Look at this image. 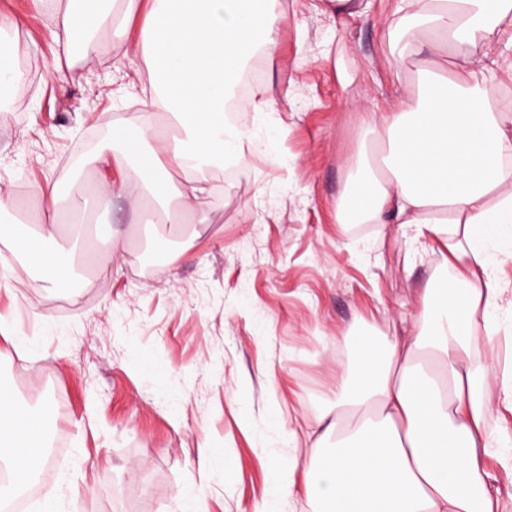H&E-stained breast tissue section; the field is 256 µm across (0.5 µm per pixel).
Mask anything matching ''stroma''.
Masks as SVG:
<instances>
[{
    "label": "stroma",
    "mask_w": 512,
    "mask_h": 512,
    "mask_svg": "<svg viewBox=\"0 0 512 512\" xmlns=\"http://www.w3.org/2000/svg\"><path fill=\"white\" fill-rule=\"evenodd\" d=\"M31 0H0L26 21L19 34L53 58L51 19L28 20ZM394 0L368 16L332 21L311 0H278L286 17L274 62L258 79L275 100L248 121L272 143L247 165L214 164L197 176L202 218L174 235L139 224L129 201L107 221L130 238L101 244L97 261L68 287L35 288L19 246L0 241V323L30 350L0 339V387L48 414L50 483L25 490V512L54 498L58 512H261L275 484L292 483L278 512H313L295 447L332 403L336 380L362 329L414 332L420 289L441 263L408 253L397 224H340L336 202L361 136L363 110L405 94L421 63L395 58ZM74 61L61 79L30 84L0 117V220L49 223L36 186L53 180L78 193L68 166L93 128L130 124L150 94L146 72L125 51L133 31ZM224 451L200 471L202 455Z\"/></svg>",
    "instance_id": "obj_1"
}]
</instances>
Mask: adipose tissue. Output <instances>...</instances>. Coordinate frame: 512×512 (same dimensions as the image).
Listing matches in <instances>:
<instances>
[{
    "label": "adipose tissue",
    "instance_id": "ef3b65f1",
    "mask_svg": "<svg viewBox=\"0 0 512 512\" xmlns=\"http://www.w3.org/2000/svg\"><path fill=\"white\" fill-rule=\"evenodd\" d=\"M140 12L128 61L148 70L149 111L115 127L111 150L90 159L99 173L93 193L100 210L129 197L178 231L197 216L204 189L189 178L173 183L171 169L245 164L270 151L244 124L227 122L225 110L254 50L275 54L284 16L275 0H55L59 58L46 77L61 74L72 39L82 61L94 62ZM395 13L408 23L400 56L450 44L460 63L420 69L395 107L365 111L366 128L386 139L389 175L380 177L358 146L337 220L400 225L408 250L439 252L448 277L424 287L413 336L383 347L355 339L336 407L322 434L305 441L312 469L304 494L317 512H500L486 461L497 458L512 477V437L489 427L494 404L512 408V364L497 347L503 318L512 319L499 277L512 261V103L501 95L512 83V0H396ZM173 126L182 137L169 135ZM58 236L55 224L35 234L0 224L1 241L41 254L45 287L66 284L76 262L93 259L74 245L50 252ZM31 417L0 393V461L20 487L32 477L26 458H47ZM17 441L26 458L16 455Z\"/></svg>",
    "mask_w": 512,
    "mask_h": 512
}]
</instances>
